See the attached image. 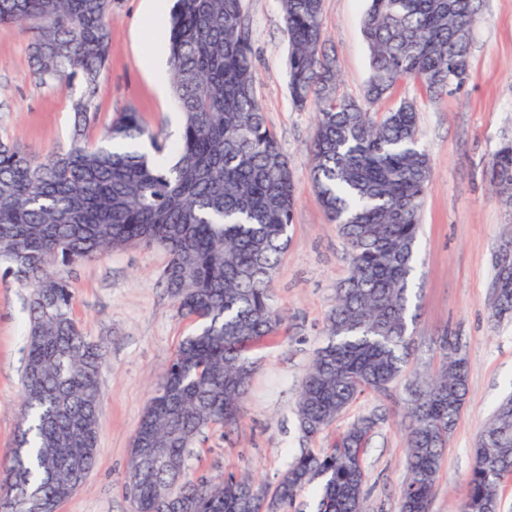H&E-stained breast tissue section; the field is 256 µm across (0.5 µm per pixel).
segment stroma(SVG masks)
I'll return each mask as SVG.
<instances>
[{"instance_id": "35a3bbf8", "label": "stroma", "mask_w": 512, "mask_h": 512, "mask_svg": "<svg viewBox=\"0 0 512 512\" xmlns=\"http://www.w3.org/2000/svg\"><path fill=\"white\" fill-rule=\"evenodd\" d=\"M146 0H119L110 23L111 50L99 81L96 116L87 128L99 142L120 112L133 108L168 144L180 140L182 117L170 86L161 85L147 52L163 32L144 14ZM367 0H323L326 47L336 57L339 93L363 100L370 75L362 33ZM473 31L470 77L458 91L429 98L411 81L399 84L383 109L401 100L418 109V145L431 175L411 274V346L406 376L428 375L440 365L439 341L457 336L468 360L466 404L448 439L430 512H460L475 444L496 403L512 394V317L491 319L493 266L512 237V199L492 184V155L512 140V0H481ZM257 77V95L293 173L297 205L288 247L272 295L286 321L281 334L257 344L259 364L238 429L205 431L188 459L192 475L217 478L253 471L275 484L303 450L326 448L358 418L376 415L365 449L368 512H399L406 476L400 420L407 393H365L313 438L298 429L295 402L306 369L323 343V326L337 285L348 275L347 247L319 205L310 178L314 109H298L288 90V41L278 0H245ZM35 33L0 25V136L24 151L48 152L68 142L77 82L52 86L31 74ZM167 253L134 246L72 267L67 278L72 313L83 331L102 342L103 409L99 448L87 480L59 512H131L126 471L137 424L181 340L195 321L179 314L161 279ZM29 290L0 275V454L12 448L19 422L20 376L25 356Z\"/></svg>"}]
</instances>
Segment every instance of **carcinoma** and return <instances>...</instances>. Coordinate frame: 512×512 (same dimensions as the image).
<instances>
[{
    "mask_svg": "<svg viewBox=\"0 0 512 512\" xmlns=\"http://www.w3.org/2000/svg\"><path fill=\"white\" fill-rule=\"evenodd\" d=\"M288 36V89L317 123L311 179L317 201L348 246L349 274L336 289L297 402L313 437L366 392L384 393L410 356L411 272L431 167L416 146V104L371 108L412 80L436 99L464 85L480 20L478 0H369L364 102L336 93L323 0H279ZM115 0H0V23L37 32L32 75L41 84L80 80L69 144L44 155L0 141V270L31 288L16 447L0 463V512H42L86 481L98 453L99 372L105 346L72 315L57 269L130 246L169 255L161 278L178 312L198 320L158 382L127 467L132 512H290L317 483L316 512H366L363 449L376 425L354 422L333 446L295 457L277 483L224 474L193 477L187 453L205 431L234 428L258 366L250 356L284 317L271 285L285 252L296 199L293 175L256 93L244 0H176L165 19L179 143L139 112L117 115L104 142L95 117L110 57ZM512 194V144L492 158ZM491 317L512 312V261L495 265ZM437 373L405 384L407 476L400 512H429L448 437L467 396L468 362L457 340L439 343ZM142 448H161L154 458ZM512 474V397L497 404L473 454L465 512H499L497 489Z\"/></svg>",
    "mask_w": 512,
    "mask_h": 512,
    "instance_id": "1",
    "label": "carcinoma"
}]
</instances>
